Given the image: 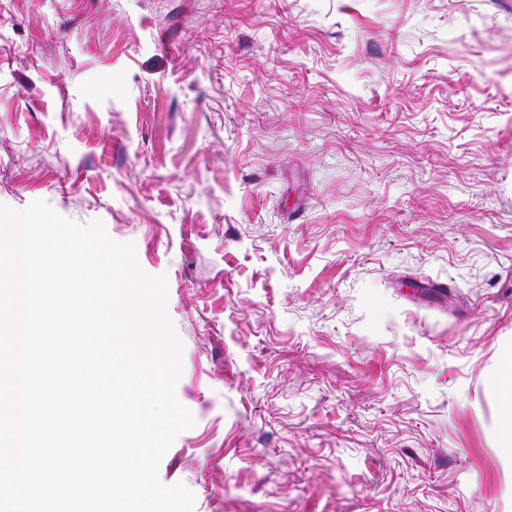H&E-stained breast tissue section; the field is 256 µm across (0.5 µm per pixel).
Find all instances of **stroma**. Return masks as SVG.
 <instances>
[{"instance_id":"35a3bbf8","label":"stroma","mask_w":512,"mask_h":512,"mask_svg":"<svg viewBox=\"0 0 512 512\" xmlns=\"http://www.w3.org/2000/svg\"><path fill=\"white\" fill-rule=\"evenodd\" d=\"M36 199L166 275L194 512H512V0H0ZM487 385L498 392L501 405V421L490 433L489 439L496 448H508L512 454V353L507 359L505 371L491 375Z\"/></svg>"}]
</instances>
